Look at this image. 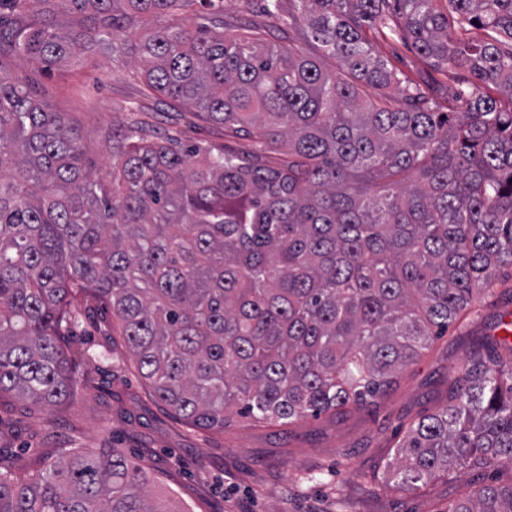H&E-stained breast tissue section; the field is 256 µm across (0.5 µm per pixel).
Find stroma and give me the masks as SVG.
<instances>
[{
    "label": "stroma",
    "instance_id": "obj_1",
    "mask_svg": "<svg viewBox=\"0 0 512 512\" xmlns=\"http://www.w3.org/2000/svg\"><path fill=\"white\" fill-rule=\"evenodd\" d=\"M378 53L414 80L432 75L416 49L391 37L374 39ZM0 67L25 79L51 111L67 113L88 146V166L106 176L113 127L148 122L155 136L190 145L252 150L242 135L201 120L189 107L144 91L133 67L103 51L46 69L9 55ZM78 323L66 334L72 369L82 384L74 400L49 411L0 397V463L18 468L56 448H116L140 459L151 496L176 497L187 512H448L486 485L512 482V472L469 469L437 478L415 492L390 486L403 425L448 402V372L463 367L476 344L494 334L499 313L512 309V267L501 269L491 293L471 317L454 323L409 368L376 407L325 414L287 426L231 416L223 432L193 429L158 403L139 376L110 309L75 299Z\"/></svg>",
    "mask_w": 512,
    "mask_h": 512
}]
</instances>
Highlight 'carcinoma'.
Listing matches in <instances>:
<instances>
[{
  "label": "carcinoma",
  "mask_w": 512,
  "mask_h": 512,
  "mask_svg": "<svg viewBox=\"0 0 512 512\" xmlns=\"http://www.w3.org/2000/svg\"><path fill=\"white\" fill-rule=\"evenodd\" d=\"M215 2L0 0V55L110 47L152 93L255 143L114 127L104 181L79 127L0 69V396L70 402L61 336L83 297L196 428L224 431L233 409L278 425L363 409L512 267V0H262L271 28L247 31ZM377 27L468 71L472 92L436 111L437 86L375 54ZM491 345L397 443L394 486L512 470V341ZM147 483L114 448H57L0 466V512H181ZM448 512H512V483Z\"/></svg>",
  "instance_id": "1"
}]
</instances>
